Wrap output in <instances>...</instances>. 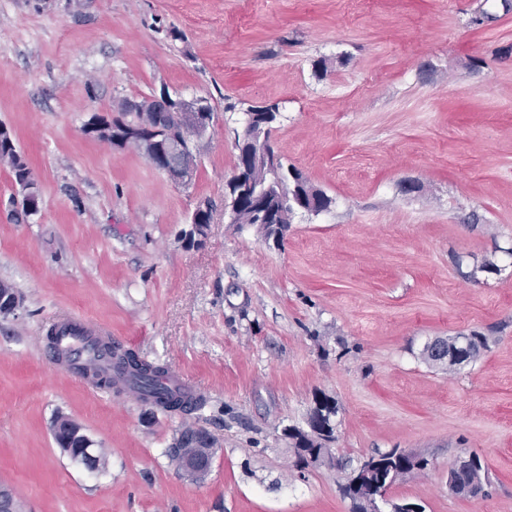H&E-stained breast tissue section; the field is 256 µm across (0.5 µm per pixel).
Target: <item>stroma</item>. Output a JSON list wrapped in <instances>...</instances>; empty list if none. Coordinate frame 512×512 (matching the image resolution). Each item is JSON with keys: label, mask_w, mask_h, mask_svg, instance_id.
Here are the masks:
<instances>
[{"label": "stroma", "mask_w": 512, "mask_h": 512, "mask_svg": "<svg viewBox=\"0 0 512 512\" xmlns=\"http://www.w3.org/2000/svg\"><path fill=\"white\" fill-rule=\"evenodd\" d=\"M182 32L179 40L163 30ZM207 99L196 174L181 185L84 126L123 99ZM276 104L271 139L333 200L282 244L229 220L245 113ZM41 201L10 218L0 165V483L26 512H349L340 473L296 466L285 432L317 398L338 407L336 459L393 448L428 468L389 501L512 512V11L500 0H0V125ZM213 220L190 244L191 216ZM494 273L476 272L483 261ZM61 315L183 371L184 415L96 393L55 360ZM492 343L446 373L422 358L457 332ZM105 453L90 472L57 415ZM214 439L203 482L168 455L184 428ZM483 460L482 498L448 468ZM52 431L60 447L67 451L75 460H79L88 471H93L91 466L96 458L89 451L93 443L86 435L77 436L71 431L70 419L66 416H58L53 422Z\"/></svg>", "instance_id": "obj_1"}]
</instances>
